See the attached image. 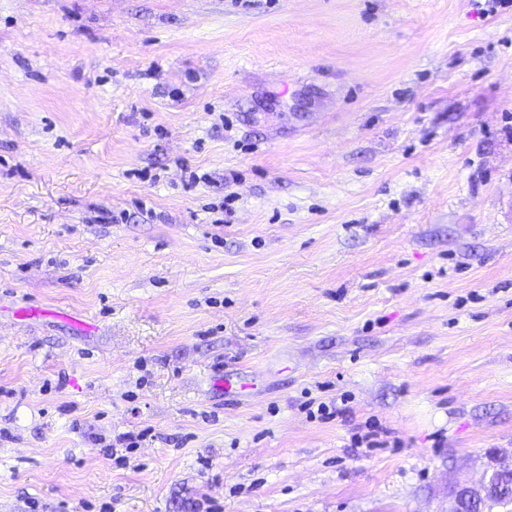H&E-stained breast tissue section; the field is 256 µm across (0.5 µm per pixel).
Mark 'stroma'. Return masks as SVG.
Wrapping results in <instances>:
<instances>
[{
    "label": "stroma",
    "mask_w": 512,
    "mask_h": 512,
    "mask_svg": "<svg viewBox=\"0 0 512 512\" xmlns=\"http://www.w3.org/2000/svg\"><path fill=\"white\" fill-rule=\"evenodd\" d=\"M510 459L512 5L0 0V512H454Z\"/></svg>",
    "instance_id": "obj_1"
}]
</instances>
